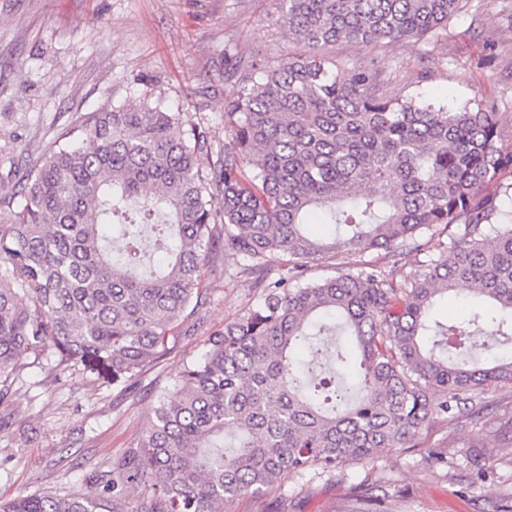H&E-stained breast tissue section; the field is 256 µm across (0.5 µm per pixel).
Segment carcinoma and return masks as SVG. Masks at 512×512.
Wrapping results in <instances>:
<instances>
[{
    "label": "carcinoma",
    "mask_w": 512,
    "mask_h": 512,
    "mask_svg": "<svg viewBox=\"0 0 512 512\" xmlns=\"http://www.w3.org/2000/svg\"><path fill=\"white\" fill-rule=\"evenodd\" d=\"M461 2L280 0L302 51L271 64L224 45V143L146 94L90 113L0 195V401L22 352L134 386L205 304L212 260L258 294L155 394L109 478L0 512H100L108 499L126 512L141 482L152 492L137 512H223L466 408L512 440V411L472 399L512 383V148L499 113L383 97L379 71L341 77L325 53L420 40ZM340 251L360 260L306 277ZM461 285L472 306L440 321L437 302ZM474 335L481 358L465 348Z\"/></svg>",
    "instance_id": "1"
}]
</instances>
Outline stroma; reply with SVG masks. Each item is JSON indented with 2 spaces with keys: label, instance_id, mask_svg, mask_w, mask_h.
<instances>
[{
  "label": "stroma",
  "instance_id": "obj_1",
  "mask_svg": "<svg viewBox=\"0 0 512 512\" xmlns=\"http://www.w3.org/2000/svg\"><path fill=\"white\" fill-rule=\"evenodd\" d=\"M427 38L342 43L329 51L340 71L383 72L381 94L402 90L449 106L479 99L501 113L512 143V0H465ZM248 60L298 53L277 0H0V194L88 113L151 91L174 110L201 116L224 138L220 75L225 42ZM207 302L176 328L169 350L131 389L83 368L49 370L20 355V377L0 402V501L17 494L81 491L134 447L153 414V389L169 384L209 336L242 315L248 279L210 265ZM488 450L490 478L472 483L471 447ZM443 463H434V456ZM512 492V447L470 423L433 421L420 439L371 462L291 477L224 512H357L362 495L387 494L388 512H496Z\"/></svg>",
  "mask_w": 512,
  "mask_h": 512
}]
</instances>
